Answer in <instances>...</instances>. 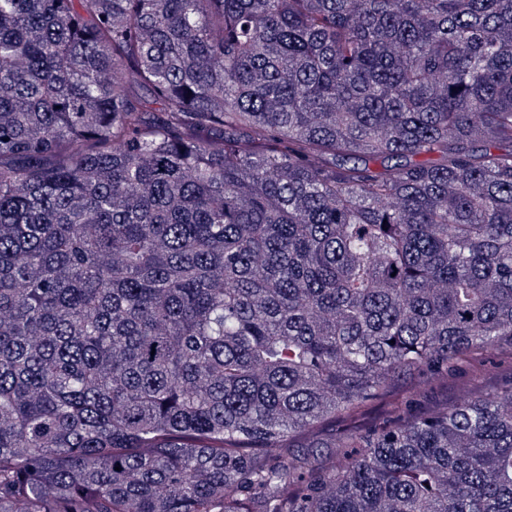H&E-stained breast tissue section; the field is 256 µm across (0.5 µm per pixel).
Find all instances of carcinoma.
<instances>
[{
    "mask_svg": "<svg viewBox=\"0 0 512 512\" xmlns=\"http://www.w3.org/2000/svg\"><path fill=\"white\" fill-rule=\"evenodd\" d=\"M502 356L512 0H0V512H512ZM409 385L419 394V398L427 406H436L447 402L448 405L463 396V379L458 377H449L448 386L430 384L423 380L410 381Z\"/></svg>",
    "mask_w": 512,
    "mask_h": 512,
    "instance_id": "obj_1",
    "label": "carcinoma"
}]
</instances>
